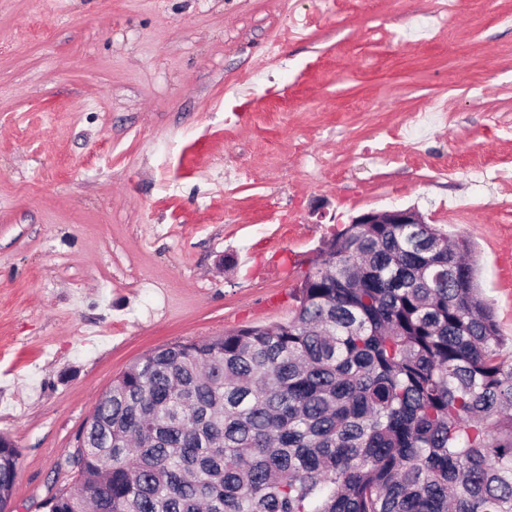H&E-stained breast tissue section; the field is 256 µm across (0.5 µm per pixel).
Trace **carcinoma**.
Here are the masks:
<instances>
[{
  "mask_svg": "<svg viewBox=\"0 0 512 512\" xmlns=\"http://www.w3.org/2000/svg\"><path fill=\"white\" fill-rule=\"evenodd\" d=\"M434 224L322 243L286 324L144 356L48 512H512V357ZM19 450L0 435V512Z\"/></svg>",
  "mask_w": 512,
  "mask_h": 512,
  "instance_id": "obj_1",
  "label": "carcinoma"
}]
</instances>
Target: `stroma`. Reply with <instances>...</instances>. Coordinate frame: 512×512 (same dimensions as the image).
Masks as SVG:
<instances>
[{"instance_id": "stroma-1", "label": "stroma", "mask_w": 512, "mask_h": 512, "mask_svg": "<svg viewBox=\"0 0 512 512\" xmlns=\"http://www.w3.org/2000/svg\"><path fill=\"white\" fill-rule=\"evenodd\" d=\"M0 0V435L11 512L71 485L145 354L291 321L324 240H469L512 355V0ZM8 439L0 435V512H9L20 456L13 441Z\"/></svg>"}]
</instances>
